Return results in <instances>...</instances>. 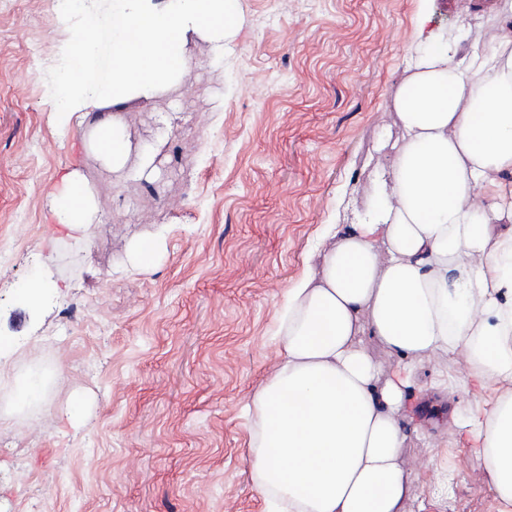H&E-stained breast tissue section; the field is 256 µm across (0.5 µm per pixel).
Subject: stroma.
Returning <instances> with one entry per match:
<instances>
[{"mask_svg":"<svg viewBox=\"0 0 512 512\" xmlns=\"http://www.w3.org/2000/svg\"><path fill=\"white\" fill-rule=\"evenodd\" d=\"M419 0H239L224 57L189 43L184 82L116 117L135 177L53 115L40 58L79 21L57 0H0V512H265L246 409L271 372L285 294L330 224L371 211L395 158L393 100L411 73ZM488 0H430L431 28L483 41ZM97 187L76 241L51 194ZM152 243L149 264L133 262ZM47 283L38 305L20 290ZM421 359L408 390L405 512H498L485 461ZM42 401L22 402L31 375Z\"/></svg>","mask_w":512,"mask_h":512,"instance_id":"1","label":"stroma"}]
</instances>
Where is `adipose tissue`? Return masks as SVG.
Returning <instances> with one entry per match:
<instances>
[{"label":"adipose tissue","mask_w":512,"mask_h":512,"mask_svg":"<svg viewBox=\"0 0 512 512\" xmlns=\"http://www.w3.org/2000/svg\"><path fill=\"white\" fill-rule=\"evenodd\" d=\"M238 3L110 0L101 14L66 0L79 49L54 74L55 111L98 108L88 145L122 168L129 143L112 109L184 80L194 38L222 58ZM488 15L489 39L460 64L455 36L418 12L413 72L394 102L397 162L367 220L329 229L319 268L288 290L274 369L251 400L254 487L269 512H403L412 359L459 360L484 388L512 381V0H491ZM95 198L70 173L52 194L59 223L86 233ZM363 336L401 365L373 360ZM450 416L484 455L499 512H512V393Z\"/></svg>","instance_id":"obj_1"}]
</instances>
